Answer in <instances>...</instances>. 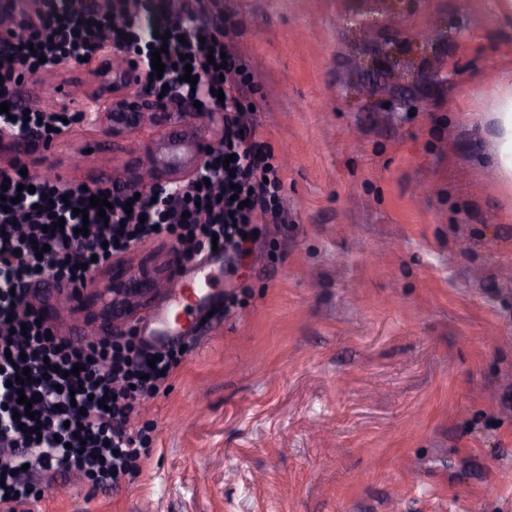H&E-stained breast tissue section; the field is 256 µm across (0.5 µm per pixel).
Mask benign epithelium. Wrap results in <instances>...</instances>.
<instances>
[{
  "mask_svg": "<svg viewBox=\"0 0 512 512\" xmlns=\"http://www.w3.org/2000/svg\"><path fill=\"white\" fill-rule=\"evenodd\" d=\"M105 55L112 57V111L82 112L80 117L86 126L101 128L119 138L152 124L155 116L166 113L167 103L135 93L145 70L144 60L129 58L111 45L105 47ZM193 117L201 127L192 137L146 148L142 170L135 175L130 187L138 190L172 188L191 180L207 151L206 130L220 128L224 113L217 108L213 112H195ZM33 134L34 131L29 129L18 130L0 124V149L20 155L27 149ZM136 252L134 247L112 257V267H121V274L112 277V284L101 289L105 305L119 315L134 311L149 292L144 287L139 266L134 262Z\"/></svg>",
  "mask_w": 512,
  "mask_h": 512,
  "instance_id": "1",
  "label": "benign epithelium"
}]
</instances>
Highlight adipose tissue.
<instances>
[{"label":"adipose tissue","mask_w":512,"mask_h":512,"mask_svg":"<svg viewBox=\"0 0 512 512\" xmlns=\"http://www.w3.org/2000/svg\"><path fill=\"white\" fill-rule=\"evenodd\" d=\"M486 119L494 131V162L502 181L512 186V65L488 89Z\"/></svg>","instance_id":"adipose-tissue-1"}]
</instances>
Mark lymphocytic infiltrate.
Instances as JSON below:
<instances>
[{
	"label": "lymphocytic infiltrate",
	"instance_id": "obj_1",
	"mask_svg": "<svg viewBox=\"0 0 512 512\" xmlns=\"http://www.w3.org/2000/svg\"><path fill=\"white\" fill-rule=\"evenodd\" d=\"M144 11L142 0H124L118 9L101 0H44L35 17L0 15L8 21L0 35V104L8 105L14 128L48 125L57 134L77 123L75 113L26 107L16 88L44 65L83 63L109 43L147 62L144 93L224 110L218 145L176 193L137 195L119 182L73 188L23 174L19 161L0 166L11 201L0 209V512H27L59 467L96 486L131 474L150 435L130 422L184 355L180 348L151 354L132 336L75 343L51 333L28 299L30 283L45 273L87 287L90 260L108 262L154 237L176 239L188 262L214 245L240 252L246 235L280 207L281 167L258 124L244 119L242 65L204 0H178L150 22ZM157 50L159 77L149 67ZM212 55L225 56V69H214ZM94 196L108 200L106 214L91 207ZM25 372L29 380L15 387ZM22 395L32 398L35 417L26 416Z\"/></svg>",
	"mask_w": 512,
	"mask_h": 512
}]
</instances>
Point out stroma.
I'll list each match as a JSON object with an SVG mask.
<instances>
[{"label": "stroma", "instance_id": "obj_1", "mask_svg": "<svg viewBox=\"0 0 512 512\" xmlns=\"http://www.w3.org/2000/svg\"><path fill=\"white\" fill-rule=\"evenodd\" d=\"M282 166L281 218L206 281L183 342L150 298L135 336L186 353L132 428L150 451L119 486L64 468L30 512H512V194L481 91L512 60L496 0H209ZM101 60L26 78L18 99L106 94ZM122 139L73 125L22 161L60 181L123 182L192 105ZM98 283L31 293L82 341L110 330ZM237 304L212 317L225 297Z\"/></svg>", "mask_w": 512, "mask_h": 512}]
</instances>
